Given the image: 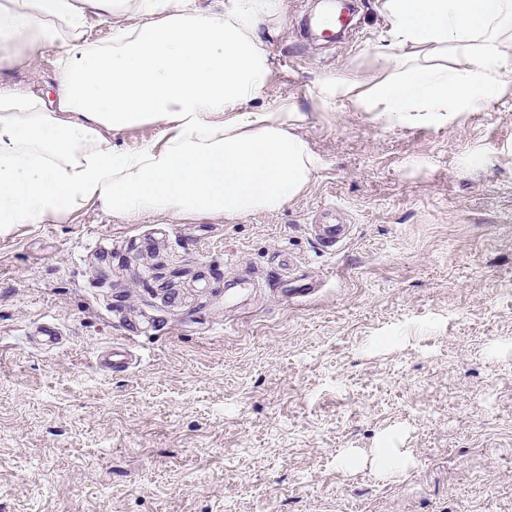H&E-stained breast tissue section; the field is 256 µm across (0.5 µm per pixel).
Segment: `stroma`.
Returning a JSON list of instances; mask_svg holds the SVG:
<instances>
[{
  "label": "stroma",
  "instance_id": "stroma-1",
  "mask_svg": "<svg viewBox=\"0 0 512 512\" xmlns=\"http://www.w3.org/2000/svg\"><path fill=\"white\" fill-rule=\"evenodd\" d=\"M353 3L324 42L318 0H284L269 45L257 103L305 113L304 195L0 230V512H512V96L445 122L321 108L317 80L386 37ZM379 448L407 468L380 477Z\"/></svg>",
  "mask_w": 512,
  "mask_h": 512
}]
</instances>
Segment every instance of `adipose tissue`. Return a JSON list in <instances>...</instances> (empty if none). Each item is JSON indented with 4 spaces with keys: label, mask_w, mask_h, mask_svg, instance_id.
<instances>
[{
    "label": "adipose tissue",
    "mask_w": 512,
    "mask_h": 512,
    "mask_svg": "<svg viewBox=\"0 0 512 512\" xmlns=\"http://www.w3.org/2000/svg\"><path fill=\"white\" fill-rule=\"evenodd\" d=\"M389 39L371 64L314 87L402 120L452 119L512 95V0H378ZM283 0H0V65L55 53L54 101L0 84V228L62 224L85 207L132 218L276 211L318 161L291 101L258 107ZM112 24L99 40L91 18ZM160 126L117 148L113 133ZM159 133V128L156 126L145 124L113 135L112 142L122 148L133 150L142 144L158 139Z\"/></svg>",
    "instance_id": "1"
}]
</instances>
